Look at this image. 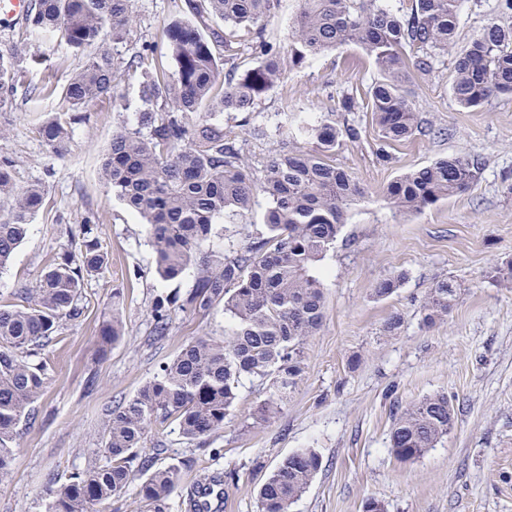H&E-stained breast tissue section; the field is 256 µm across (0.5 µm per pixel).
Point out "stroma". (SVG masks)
Listing matches in <instances>:
<instances>
[{
  "instance_id": "35a3bbf8",
  "label": "stroma",
  "mask_w": 512,
  "mask_h": 512,
  "mask_svg": "<svg viewBox=\"0 0 512 512\" xmlns=\"http://www.w3.org/2000/svg\"><path fill=\"white\" fill-rule=\"evenodd\" d=\"M130 7L137 26L130 42L114 48L125 59L134 44L162 42L164 25L187 15L184 0H130ZM0 55L18 66L14 92L0 104V161H13L17 186L37 185L44 194L26 238L0 270V303L38 283L46 259L67 243L66 225L96 217L109 252L107 268L85 279L82 316L63 321L47 350L41 395L20 425L8 473L0 476V512H44L48 487L85 468L103 447L112 407L192 338L223 340L224 311L200 317L176 310L168 336L151 334L154 297L186 292L195 270L160 279L144 224L103 178L113 132L136 126L143 107L139 74L121 80L115 102L89 105L85 120L70 127L69 151L59 154L37 128L65 111L61 90L85 56L60 35L26 32L21 21H0ZM451 70L445 56L435 74L415 76L414 103L436 132L391 145L389 160L377 152L371 113H347L361 138L340 142L333 162L364 187L366 198L349 212L335 251L321 263L324 319L305 342V372L268 423L246 426L265 397L262 387L248 383L234 417L205 446L187 444L172 424L152 431L143 455L182 472L170 512H186V492L202 475L228 471L235 479L225 489L224 512H257L261 480L302 448L314 449L321 467L289 512H364L370 500L386 512H512V289L491 276L493 267L512 264V96L461 108L448 89ZM377 76L371 57L344 46L286 72L250 118L227 112L220 120L246 136L244 156L258 173L293 114L318 120L347 90L368 87ZM252 126L261 137H249ZM451 154L477 162L471 190L419 213L394 214L383 199L387 185ZM266 208L259 196L245 218L217 224L209 248L246 242ZM394 272L404 273L401 286L374 297L376 282ZM440 277L456 282L458 296L447 319L428 328L420 306ZM115 308L125 334L104 353L99 328ZM395 313L404 323L390 336L384 326ZM437 392L454 407L452 429L418 460L398 461L389 447L393 403Z\"/></svg>"
}]
</instances>
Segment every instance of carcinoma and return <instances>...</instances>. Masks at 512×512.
Instances as JSON below:
<instances>
[{
	"label": "carcinoma",
	"mask_w": 512,
	"mask_h": 512,
	"mask_svg": "<svg viewBox=\"0 0 512 512\" xmlns=\"http://www.w3.org/2000/svg\"><path fill=\"white\" fill-rule=\"evenodd\" d=\"M277 2L186 0L190 17L164 29L172 74L151 66L159 51L153 42H142L127 61L115 56L114 46L134 30L129 0H35L26 18L29 32H59L67 45L86 54L84 67L62 91L73 111L115 101L120 77L141 71L145 108L137 127L113 132L103 175L112 192L143 219L158 276L173 280L195 267L190 290L154 298L152 334H169L176 308L206 316L221 306L228 323L224 340L204 336L189 342L132 398L112 408L100 456L48 489L45 512H97L130 485L135 464L141 471L139 512H169L179 467L138 461L153 428L174 422L186 441L207 443L224 429L246 380L269 385L253 417L255 424L266 422L304 372V342L324 318L320 262L335 248L350 209L365 197L358 181L331 164V155L340 140H359L360 130L331 117L313 124L296 119L291 136L257 175L244 163L232 131L212 121L213 115L253 111L285 69L342 45H355L370 56L379 78L363 92L344 94L341 109L372 113L384 145L408 139L422 127L407 84L416 72H432L440 54L452 58L450 92L461 107L512 94V26L491 18L479 36L457 46L464 0H411L401 16L383 0H300L286 47L267 39ZM210 16L223 20L224 29L207 35L203 26ZM241 31L255 49L256 62L239 74L234 60ZM226 64L220 82V66ZM72 120L70 115L42 123L38 133L46 146L67 149ZM300 139L313 140L315 148L298 145ZM475 179L474 162L452 154L401 174L383 197L398 213L420 212L465 193ZM258 193L269 201L262 230L240 246L204 249L217 219L246 216ZM42 205L41 188H17L12 162L1 161L0 267L23 242ZM66 233L68 245L49 259L39 284L0 305L1 476L13 460L19 426L42 392L48 359L31 357L54 342L62 319L81 315L85 276L108 264L91 219ZM403 279L394 273L380 280L374 296L392 295ZM457 296L454 280L435 279L422 304V324L446 318ZM99 336L104 353L124 336L119 309H112ZM453 423L454 409L443 393L401 406L392 414L391 452L400 461H414L447 436ZM320 467L319 455L309 448L286 456L261 482L257 512H288Z\"/></svg>",
	"instance_id": "carcinoma-1"
}]
</instances>
